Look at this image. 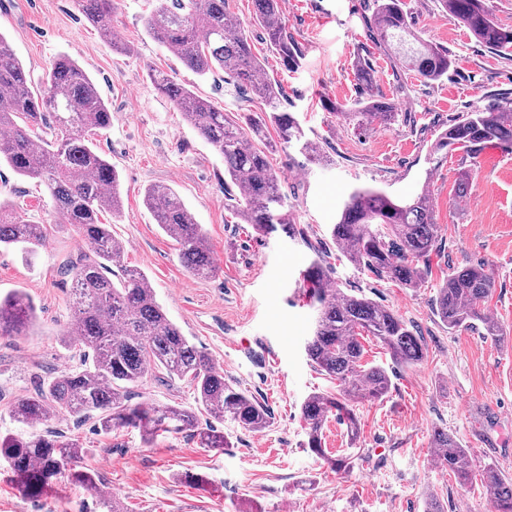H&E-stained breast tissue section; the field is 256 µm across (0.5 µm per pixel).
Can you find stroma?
Instances as JSON below:
<instances>
[{"mask_svg":"<svg viewBox=\"0 0 512 512\" xmlns=\"http://www.w3.org/2000/svg\"><path fill=\"white\" fill-rule=\"evenodd\" d=\"M289 32L302 65L287 71L253 22V0H228L251 40L254 55L282 92L306 138L328 160L310 163L277 150L271 163L288 196L295 236L257 232L237 223L224 195V161L186 123L154 85L160 71L233 121L257 110L237 94L223 72L201 76L148 34L146 20L160 0H117L112 24L131 51L120 54L76 8L74 0H0L5 35L42 95L44 78L68 55L95 83L112 113L97 150L116 167L123 208L108 218L125 247L127 266L141 269L158 302L197 347L267 409L271 423L249 432L224 422L230 448H202L189 432H169L143 443L134 428L106 434L94 421L56 418L28 426L11 415L13 404L34 395L48 378L74 368L79 351L64 341L72 319L71 281L63 264L86 250L70 225L61 224L45 185L0 164V198L18 215L45 227L41 246L27 255L0 249V296L22 292L36 319L23 336H0V437L28 438L55 431L79 439L82 466L98 475L127 512H424L435 494L447 512H490L480 480L459 483L433 458L431 434L442 427L471 454L476 469L496 465L512 478V345L487 339L481 327L449 331L433 299L452 265L486 263L496 286L487 307L512 332V146H485L476 161L462 152L434 161L432 148L463 113L501 96L512 97V51L496 52L448 20L437 0H406L421 36L447 50V79L422 83L371 41L364 23L372 0H286ZM372 67L380 93L394 101L392 124L356 126L326 111L324 100L347 104L362 87L355 59ZM473 167L465 202L454 197L459 170ZM171 187L200 224L218 267L209 278L191 275L176 243L144 203L148 187ZM372 187L397 199L429 188L445 245L433 258L424 287L411 290L353 266L330 238L348 193ZM322 256L335 287L362 293L392 308L425 344L421 362L393 367L385 350L365 340V362L394 370L382 400L359 405L357 439L336 416L323 426L324 456L305 446L303 401L333 394L336 383L308 362L303 338L314 314L301 273ZM188 381L160 368L131 388V401L149 407L192 406ZM352 459L346 471L330 461ZM0 512H99L86 487L58 479L36 497L0 474Z\"/></svg>","mask_w":512,"mask_h":512,"instance_id":"1","label":"stroma"}]
</instances>
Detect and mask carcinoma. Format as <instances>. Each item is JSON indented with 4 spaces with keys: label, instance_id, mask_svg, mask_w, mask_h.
Returning a JSON list of instances; mask_svg holds the SVG:
<instances>
[{
    "label": "carcinoma",
    "instance_id": "carcinoma-1",
    "mask_svg": "<svg viewBox=\"0 0 512 512\" xmlns=\"http://www.w3.org/2000/svg\"><path fill=\"white\" fill-rule=\"evenodd\" d=\"M254 21L263 30L282 66L294 71L302 54L282 20V0H254ZM448 19L456 21L485 47L512 50V27L491 17L485 0H438ZM102 37L118 43L112 27L116 0H75ZM149 35L172 50L188 68L201 76L224 71L229 81L256 95L260 112L244 115L245 125L227 120L224 112L163 73L153 74L158 89L182 112L224 159V179L239 190L236 213L244 224L260 233L276 226L293 230L286 195L267 151L259 147L266 122L274 124L282 144L295 145L309 162L322 159L319 147L305 137L290 112L281 108L280 92L253 55L250 40L231 23L225 0H171L161 4L147 21ZM375 45L390 51L401 67L424 83L448 77L452 61L448 51L422 39L414 29L405 0H373L369 26ZM354 75L364 93L352 106L325 104L346 120L363 126L374 120L390 123L398 107L379 93L372 70L358 59ZM46 95L37 98L28 86V75L0 35V160L16 174L44 184L56 202L61 223L74 226L88 245L68 262L74 297L73 326L69 335L84 348L80 368L64 371L42 385L38 393L17 401L14 413L24 423H46L59 417L93 419L100 430L134 426L144 440L162 431L198 427L196 412L222 423L229 420L253 432L269 425L266 408L248 391L224 381L208 354L189 341L157 302L144 272L123 265V248L101 223L104 212L120 213L119 173L92 148L91 137L108 128L112 114L89 76L69 57L61 56L46 77ZM54 114L53 139L36 132ZM489 143H512V97L503 96L461 115L436 141L433 152L461 151L472 160ZM144 201L157 224L179 246L188 271L208 276L216 270L210 248L199 224L179 196L167 186H152ZM331 238L356 267L378 279L395 281L405 288L421 287L428 276L431 257L440 248L431 198L420 193L411 201L355 188L348 195ZM43 239L40 224H31L0 202V246H19L34 252ZM120 268L113 282L109 266ZM328 267L313 260L304 281L314 288L316 315L304 350L310 365L336 381L334 396L314 393L301 405L308 426V449L323 455L321 429L332 412L345 414L347 427L356 430L350 406L375 401L391 389L386 368L364 362L361 339L371 337L396 366H410L423 357V339L385 305L340 288H327ZM495 279L484 263L454 266L438 288L435 313L448 330L483 325L486 335L504 339L503 330L485 307ZM34 319V308L19 293L0 299V335H19ZM162 367L177 378H189L195 387L197 411L179 405H158L142 410L130 403L129 385ZM203 445L222 450L224 433L211 425L199 432ZM439 464L460 482L470 480L474 463L456 436L443 428L433 430ZM0 458L30 495H38L54 480L66 477L94 490L103 512H122L118 501L98 486L95 474L79 466L82 447L75 438L52 433L32 435L25 441L0 439ZM492 512H512V480L492 466L481 479Z\"/></svg>",
    "mask_w": 512,
    "mask_h": 512
}]
</instances>
